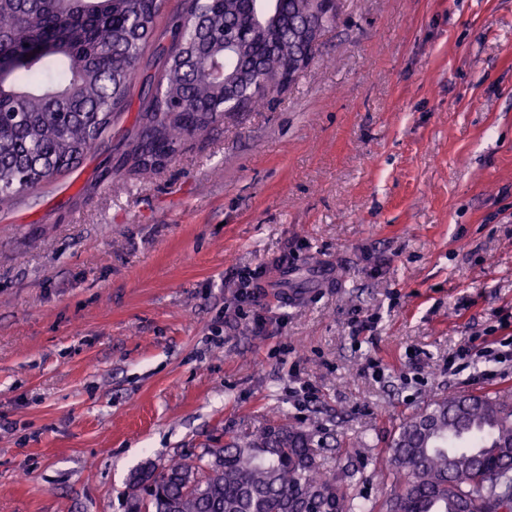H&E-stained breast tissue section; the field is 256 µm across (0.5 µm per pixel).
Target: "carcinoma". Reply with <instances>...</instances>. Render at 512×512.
Segmentation results:
<instances>
[{"label": "carcinoma", "instance_id": "1", "mask_svg": "<svg viewBox=\"0 0 512 512\" xmlns=\"http://www.w3.org/2000/svg\"><path fill=\"white\" fill-rule=\"evenodd\" d=\"M0 0V206L76 168L125 111L147 49L168 42L111 181L171 162L183 139L225 112L224 83L245 112L260 85L308 54L306 31L335 21L311 0ZM377 506L358 500L317 458L314 434L286 423L235 434L193 458L147 461L123 495L131 512H512V392L446 394L406 418Z\"/></svg>", "mask_w": 512, "mask_h": 512}]
</instances>
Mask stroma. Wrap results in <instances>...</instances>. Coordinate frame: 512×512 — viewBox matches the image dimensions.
<instances>
[{
	"label": "stroma",
	"mask_w": 512,
	"mask_h": 512,
	"mask_svg": "<svg viewBox=\"0 0 512 512\" xmlns=\"http://www.w3.org/2000/svg\"><path fill=\"white\" fill-rule=\"evenodd\" d=\"M336 4L288 90L158 172L41 218L119 149L144 64L74 175L0 209V512H128L138 464L273 419L315 432L329 472L374 504L406 416L512 390V368L446 370L512 337V0ZM283 259L330 280L273 301ZM255 270L264 287L239 298Z\"/></svg>",
	"instance_id": "stroma-1"
}]
</instances>
